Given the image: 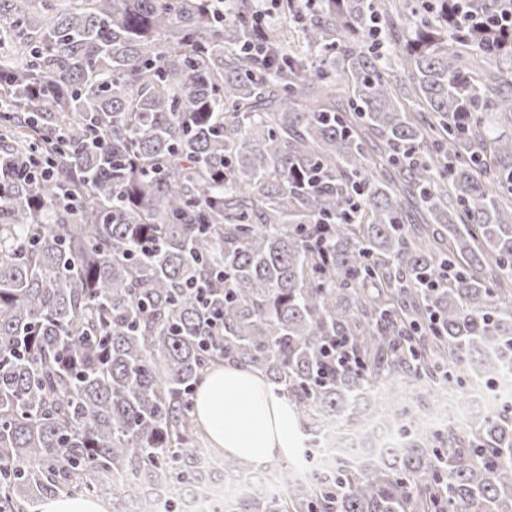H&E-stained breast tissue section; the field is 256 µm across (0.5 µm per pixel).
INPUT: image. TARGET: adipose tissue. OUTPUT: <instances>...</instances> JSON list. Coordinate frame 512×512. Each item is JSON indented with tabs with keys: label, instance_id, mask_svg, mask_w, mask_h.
<instances>
[{
	"label": "adipose tissue",
	"instance_id": "ef3b65f1",
	"mask_svg": "<svg viewBox=\"0 0 512 512\" xmlns=\"http://www.w3.org/2000/svg\"><path fill=\"white\" fill-rule=\"evenodd\" d=\"M195 416L216 454L246 460L253 469L300 454L302 433L292 404L249 367L214 365L198 389Z\"/></svg>",
	"mask_w": 512,
	"mask_h": 512
}]
</instances>
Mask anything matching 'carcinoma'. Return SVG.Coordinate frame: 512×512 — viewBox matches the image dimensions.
<instances>
[{
	"label": "carcinoma",
	"mask_w": 512,
	"mask_h": 512,
	"mask_svg": "<svg viewBox=\"0 0 512 512\" xmlns=\"http://www.w3.org/2000/svg\"><path fill=\"white\" fill-rule=\"evenodd\" d=\"M476 2L0 0V512H190L239 474L208 512H512L511 402L371 407L512 378V33ZM224 360L304 464L204 446ZM380 414L389 446L325 459ZM490 403V398L480 384H474L464 390L446 387L440 393L439 409L435 412H425L419 417L434 425L448 418L458 424H464L483 413ZM35 512H106V506L91 498L59 495L39 502Z\"/></svg>",
	"instance_id": "obj_1"
}]
</instances>
